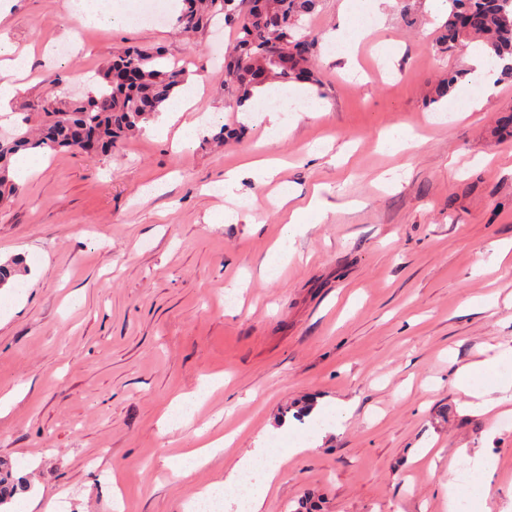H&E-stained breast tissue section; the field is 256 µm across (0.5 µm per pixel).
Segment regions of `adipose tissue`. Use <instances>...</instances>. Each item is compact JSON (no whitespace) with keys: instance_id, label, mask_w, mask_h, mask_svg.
<instances>
[{"instance_id":"1","label":"adipose tissue","mask_w":512,"mask_h":512,"mask_svg":"<svg viewBox=\"0 0 512 512\" xmlns=\"http://www.w3.org/2000/svg\"><path fill=\"white\" fill-rule=\"evenodd\" d=\"M71 22L79 27H96L100 29H118L130 26L145 27L144 14L136 13L132 0H73L70 13ZM467 62L473 69V75L480 82L484 95H491L498 90V76L504 63L494 56L487 45H470ZM30 66V60L19 54L9 39L0 37V116L9 114L10 104L22 88L20 75ZM197 87L187 84L183 90L160 109L159 116L149 121L146 132L159 136H172L176 149L192 147L199 132L205 131L214 119L211 112L194 114ZM279 208L288 209L289 215L283 227L281 246L271 251L267 263L281 262L287 257V244L293 243L301 233L302 227L308 224L310 217L321 214L323 201L320 194H312L306 206H292V194L287 189H280L278 196ZM512 364V347L501 348L494 345L489 355L479 361L465 364L457 369L454 383L464 394L478 398L484 413L495 412L506 416L512 414V378H498L494 385L485 387L475 385L473 379L478 375H496L503 364ZM270 449L259 447L243 455L224 475L223 481L210 484L200 489L190 499V506H197L199 501L212 496H223L226 490L232 489L240 475L257 464H265L263 474V490L253 493L244 503V512H264L266 487L272 486L280 472L279 465L270 463Z\"/></svg>"}]
</instances>
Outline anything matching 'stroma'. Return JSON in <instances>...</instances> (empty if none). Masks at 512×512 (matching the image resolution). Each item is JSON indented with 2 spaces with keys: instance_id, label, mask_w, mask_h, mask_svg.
Instances as JSON below:
<instances>
[{
  "instance_id": "1",
  "label": "stroma",
  "mask_w": 512,
  "mask_h": 512,
  "mask_svg": "<svg viewBox=\"0 0 512 512\" xmlns=\"http://www.w3.org/2000/svg\"><path fill=\"white\" fill-rule=\"evenodd\" d=\"M67 0H13L0 34L17 48L47 40L67 55L35 57L13 114L47 99L86 96L96 73L127 46L162 49L185 64L199 109L236 131L223 146L199 137L188 150L137 134L112 158L60 151L0 203V262L37 268L25 294L0 295V459L30 481L6 512H185L201 487L254 448L291 405L351 403L342 430L287 460L266 512H447L448 463L456 449L490 448L480 471L486 495L469 512H512V427L467 407L456 367L487 345L512 346V78L483 97L464 75L465 54L437 44L441 17L427 0H392L384 21L372 0H318L303 18L321 38L316 83L324 114L284 113L286 138L267 141L265 119L243 120L225 95L222 63L234 29L216 16L186 36L175 18L149 28L75 33ZM366 27L363 79L346 73L343 45L327 34L343 19ZM460 77L446 99L435 87ZM482 101L439 121L447 103ZM415 141L396 154L381 135L393 126ZM326 144L311 158V143ZM282 160L276 182L299 199L320 191L326 219L296 236L270 279L260 268L282 225L274 185L241 180L240 221L214 224L205 192L246 154ZM161 183L140 203L141 187ZM239 305L225 302L229 288ZM223 385L190 422L164 427L172 400L207 378ZM234 433L208 464L186 474L170 459L194 447L208 423ZM441 453L440 460L425 448Z\"/></svg>"
}]
</instances>
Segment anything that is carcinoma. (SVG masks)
Here are the masks:
<instances>
[{"label":"carcinoma","instance_id":"1","mask_svg":"<svg viewBox=\"0 0 512 512\" xmlns=\"http://www.w3.org/2000/svg\"><path fill=\"white\" fill-rule=\"evenodd\" d=\"M177 24L186 32L207 27L213 17L236 26L233 53L224 61V91L242 104L254 88L274 82L310 81L319 36L300 33L302 16L317 0H182ZM441 44L447 49L482 41L499 58L512 57V0H448ZM97 90L82 100L44 106L38 133L21 128L0 137V201L16 191L10 159L21 150H82L90 157L112 155V148L141 130L187 81L188 72L166 54L129 47L99 72ZM12 472L0 466V506L11 500Z\"/></svg>","mask_w":512,"mask_h":512}]
</instances>
